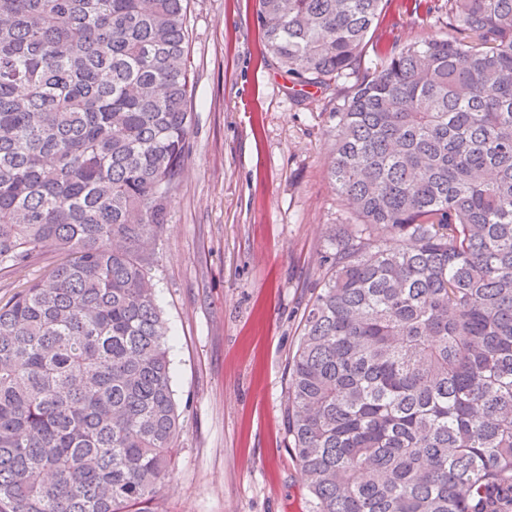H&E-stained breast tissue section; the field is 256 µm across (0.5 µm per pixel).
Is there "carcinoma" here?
<instances>
[{"label": "carcinoma", "instance_id": "cac0c4a2", "mask_svg": "<svg viewBox=\"0 0 512 512\" xmlns=\"http://www.w3.org/2000/svg\"><path fill=\"white\" fill-rule=\"evenodd\" d=\"M382 0H258L299 85L356 77L355 223L288 359L313 512H512V0L360 72ZM186 0H0V512H163L181 412L150 270L190 153ZM60 258L52 248H47L40 256L36 266L21 273L0 272V299L6 300L25 286V283L49 270Z\"/></svg>", "mask_w": 512, "mask_h": 512}]
</instances>
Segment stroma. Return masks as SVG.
<instances>
[{
    "label": "stroma",
    "instance_id": "stroma-1",
    "mask_svg": "<svg viewBox=\"0 0 512 512\" xmlns=\"http://www.w3.org/2000/svg\"><path fill=\"white\" fill-rule=\"evenodd\" d=\"M383 0L362 56L438 31L437 0ZM192 154L152 270L183 431L165 512H312L286 448L288 356L327 240L351 217L328 177L343 88L305 87L267 53L256 0H189Z\"/></svg>",
    "mask_w": 512,
    "mask_h": 512
}]
</instances>
